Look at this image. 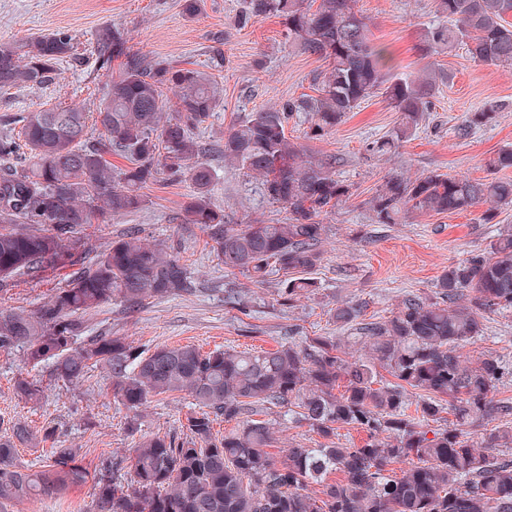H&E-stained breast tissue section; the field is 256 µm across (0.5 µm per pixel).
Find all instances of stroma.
<instances>
[{
    "label": "stroma",
    "instance_id": "stroma-1",
    "mask_svg": "<svg viewBox=\"0 0 512 512\" xmlns=\"http://www.w3.org/2000/svg\"><path fill=\"white\" fill-rule=\"evenodd\" d=\"M241 5L242 0H202L199 13L190 19L182 0H0V42H22L63 29L77 46L76 59L61 64L58 82L0 95V133L19 129L22 117L41 108L72 105L95 111L120 69L116 63L100 68L96 59V34L105 26L124 31L133 49L157 61L213 72L224 88V105L201 129L207 141L223 139L252 112L316 95L327 62L289 50L276 18L238 26ZM354 8L365 17L374 44L389 51L395 76L435 73L433 109L391 153L381 156L367 152V143L394 134L399 126L398 113L382 97L362 102L317 140L305 136L308 115L297 112L289 118L291 140L308 154L335 156L336 178L352 188L345 204L321 217L326 235L314 273L315 294L288 307L278 297L279 275L260 285L242 274L225 275L203 227L180 221L190 182L163 178L144 189L142 209L92 225L87 233L100 252L133 228L151 241L174 244L196 290L150 300L133 313L120 302L107 304L87 315L90 335L121 336L144 349L193 344L205 351L274 349L307 336H337L341 330L331 318L336 304L361 305L368 318L388 316L404 295L432 294L449 264L488 251L497 224H512V205L501 208L494 225L482 223L479 206L458 214L413 215L401 224L375 223L370 201L390 175L487 177V160L512 147V66L482 65L461 48L425 53L424 35L441 21L434 0H356ZM216 36L224 39V65L217 69L208 55ZM481 109L494 110L493 119L460 134L467 113ZM210 163L216 171L211 198L227 223L286 222L287 211L268 201L259 178L220 158ZM466 353L473 359L493 353L512 361V312L490 316L484 336ZM21 377L40 381L45 389L40 403L14 394ZM193 408L187 394H164L135 417L114 399L101 367L91 368L80 383L68 384L50 367L27 364L22 351L0 352V418L40 433L38 444L19 448L21 459L36 467L50 449L77 448L83 466L94 469L100 458L133 447L135 435H179ZM133 418L138 421L134 435L128 429ZM47 428L53 429L52 437H44ZM93 493L92 485H80L52 499L8 506L6 512H89Z\"/></svg>",
    "mask_w": 512,
    "mask_h": 512
}]
</instances>
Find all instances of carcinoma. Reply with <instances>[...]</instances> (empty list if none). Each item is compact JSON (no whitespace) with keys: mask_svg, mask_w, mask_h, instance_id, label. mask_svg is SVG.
Wrapping results in <instances>:
<instances>
[{"mask_svg":"<svg viewBox=\"0 0 512 512\" xmlns=\"http://www.w3.org/2000/svg\"><path fill=\"white\" fill-rule=\"evenodd\" d=\"M435 4L448 23L429 30L426 52L464 46L481 64L512 65V0ZM264 17L280 19L288 45L329 61L330 70L318 96L256 111L222 143L193 133L222 103L215 77L133 52L125 33L110 26L99 31L95 53L103 67L121 60V71L98 106L101 132L89 128V113L68 106L29 113L19 139L0 136V158L18 159L0 167V295L15 287L18 275L36 285L64 273L38 308H0V351L21 349L27 363L49 364L69 383L98 365L112 379L113 397L134 413L176 392L187 393L197 407L182 425L181 440L141 436L129 454L100 460L92 476L77 464V448L52 449L39 470L25 464L18 445L38 436L21 422L10 423L0 435V508L59 496L91 479V512H512V405L493 404L512 367L492 353L474 361L461 353L483 336L490 316L512 311L509 225L499 228L488 253L448 265L431 297L408 294L389 316L367 322L359 321L361 306H336L332 319L354 327L347 343L362 350L351 358L342 355L339 336L264 351L204 352L191 344L151 351L109 335L77 344L86 333L84 317L103 305L118 300L135 310L191 288L179 257L137 232L91 257L86 227L140 210L141 190L159 176L191 182L182 221L204 227L224 272L257 283L277 272L279 297L291 305L316 288L308 273L321 261L326 225L319 217L346 202L351 187L332 173L336 158L302 159L286 134L288 114L308 113L309 138L317 139L381 91L398 112L399 127L366 151L384 155L431 111L435 80L394 77L354 0H320L315 10L309 0H246L238 23ZM74 56L73 38L64 30L1 42L0 91L49 85L61 78V61ZM166 89L177 90L167 119ZM211 153L260 177L268 200L288 211V222L226 223L224 210L211 201L215 169L204 160ZM112 154L129 165L113 167ZM486 166L512 168V149L500 150ZM487 203L482 217L491 224L501 207L512 205V180L393 175L370 201L378 224ZM378 366L393 381H378ZM411 389L423 393L420 402H410ZM14 393L36 404L44 396L38 382L23 378ZM447 412L454 427L437 426ZM494 412L501 423L475 445L465 426ZM262 414L265 419H256ZM220 418L234 427L218 439L214 422ZM288 418L307 424L324 442L273 456L267 448L274 426ZM345 425L366 433L362 445L336 442ZM397 463L403 464L398 474ZM331 472L341 478L327 483ZM315 484L322 489L312 490Z\"/></svg>","mask_w":512,"mask_h":512,"instance_id":"1","label":"carcinoma"}]
</instances>
